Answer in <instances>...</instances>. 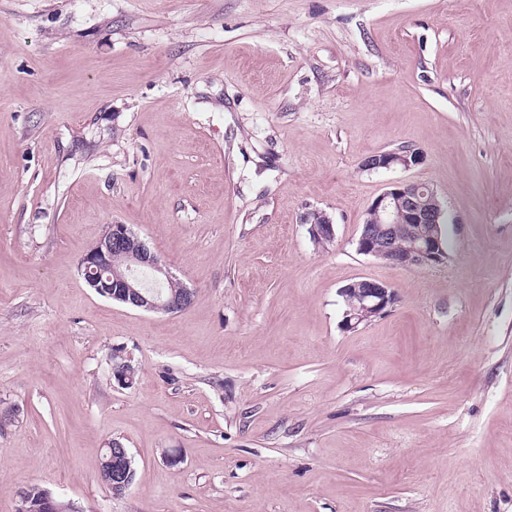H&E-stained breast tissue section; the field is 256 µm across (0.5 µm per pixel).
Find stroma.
Returning <instances> with one entry per match:
<instances>
[{
	"label": "stroma",
	"mask_w": 512,
	"mask_h": 512,
	"mask_svg": "<svg viewBox=\"0 0 512 512\" xmlns=\"http://www.w3.org/2000/svg\"><path fill=\"white\" fill-rule=\"evenodd\" d=\"M402 146L424 163L360 170ZM399 181L442 201L448 263L357 252ZM110 224L189 308L88 287ZM361 278L397 301L348 331ZM10 406L0 512L28 485L75 512H512V0H0ZM300 223L309 226V235L317 246H327L335 239V224L331 217L323 211L312 209L304 212L300 217ZM108 455V448H104L97 471L100 475L101 468L105 464V468L101 472V481L111 490L113 496H120L130 486L128 477L135 470L133 460L127 448L117 441L113 443V440L109 458Z\"/></svg>",
	"instance_id": "stroma-1"
}]
</instances>
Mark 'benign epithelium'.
I'll use <instances>...</instances> for the list:
<instances>
[{"instance_id": "1", "label": "benign epithelium", "mask_w": 512, "mask_h": 512, "mask_svg": "<svg viewBox=\"0 0 512 512\" xmlns=\"http://www.w3.org/2000/svg\"><path fill=\"white\" fill-rule=\"evenodd\" d=\"M424 161V151L406 147L369 155L361 161L360 168L368 172L409 170ZM443 219L444 209L433 189L417 182L394 183L368 208L356 250L401 268L445 264L450 255L441 229ZM300 223L308 226L309 235L317 246L324 247L335 239V224L323 211L304 212ZM373 223L384 225L382 235L374 233ZM135 237L125 224L107 225L96 249L84 253L80 259L79 269L86 284L105 298L141 311L178 313L187 309L192 301L190 290L178 296H164L146 289L138 277L146 270L157 279L169 277L165 264L145 242H139L138 248L128 253L126 270L112 268V252L122 249ZM340 295L346 305L343 324L348 330L382 316L396 302L392 288L370 279L347 284L341 288ZM133 471V460L127 448L119 442L113 443L101 472V481L112 495L120 496L129 488L128 477Z\"/></svg>"}]
</instances>
